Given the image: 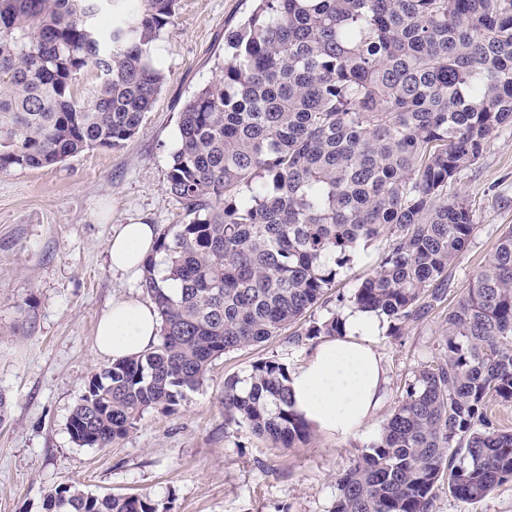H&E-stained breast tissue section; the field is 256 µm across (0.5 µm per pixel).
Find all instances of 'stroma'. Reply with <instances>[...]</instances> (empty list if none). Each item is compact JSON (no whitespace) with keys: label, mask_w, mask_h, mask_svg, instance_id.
Segmentation results:
<instances>
[{"label":"stroma","mask_w":512,"mask_h":512,"mask_svg":"<svg viewBox=\"0 0 512 512\" xmlns=\"http://www.w3.org/2000/svg\"><path fill=\"white\" fill-rule=\"evenodd\" d=\"M252 8V0H179L174 26L153 48L166 81L137 135L118 149L0 173V512H43L45 495L64 484L100 495L145 493L168 512H332L339 477L378 435L413 372L439 358L443 310L401 335L379 332L385 395L365 425L346 438L316 432L303 445L278 448L225 425L224 381L262 358L298 365L315 343L295 342L288 330L217 359L175 412L145 411L111 447L73 444L71 411L106 363L95 349L103 310L115 298L147 297L139 278L109 268L112 229L183 223L182 206L166 189L178 115L219 76L224 33ZM451 189L467 199L475 222L448 270L454 302L512 228V125L492 135ZM431 512H512V481L479 501L439 485Z\"/></svg>","instance_id":"obj_1"}]
</instances>
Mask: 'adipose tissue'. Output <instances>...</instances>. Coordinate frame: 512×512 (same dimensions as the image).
<instances>
[{"label":"adipose tissue","mask_w":512,"mask_h":512,"mask_svg":"<svg viewBox=\"0 0 512 512\" xmlns=\"http://www.w3.org/2000/svg\"><path fill=\"white\" fill-rule=\"evenodd\" d=\"M152 224H121L108 242L117 273L137 275L151 261L162 262ZM344 333L324 339L289 375L295 410L318 432L347 437L358 432L378 406L385 370L373 344L375 314L352 310ZM160 317L153 303L130 297L113 301L99 319L96 350L118 360L145 353L158 342Z\"/></svg>","instance_id":"1"}]
</instances>
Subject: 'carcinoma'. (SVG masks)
I'll list each match as a JSON object with an SVG mask.
<instances>
[{"instance_id":"1","label":"carcinoma","mask_w":512,"mask_h":512,"mask_svg":"<svg viewBox=\"0 0 512 512\" xmlns=\"http://www.w3.org/2000/svg\"><path fill=\"white\" fill-rule=\"evenodd\" d=\"M0 0V173L116 148L165 83L151 53L177 0ZM231 57L183 106L167 191L185 223L158 238L171 294L144 267L161 318L149 352L104 365L68 421L106 448L146 410L171 413L226 353L264 343L331 301L361 244L387 242L348 296L390 334L447 299L475 229L448 187L512 124V0H255ZM94 73L87 95L76 76ZM444 354L415 371L380 433L339 478L333 512H429L435 488L477 501L512 480V230L448 310ZM336 313L303 336L343 335ZM287 365L224 381L225 422L277 447L312 427ZM44 512H159L144 494H46Z\"/></svg>"}]
</instances>
